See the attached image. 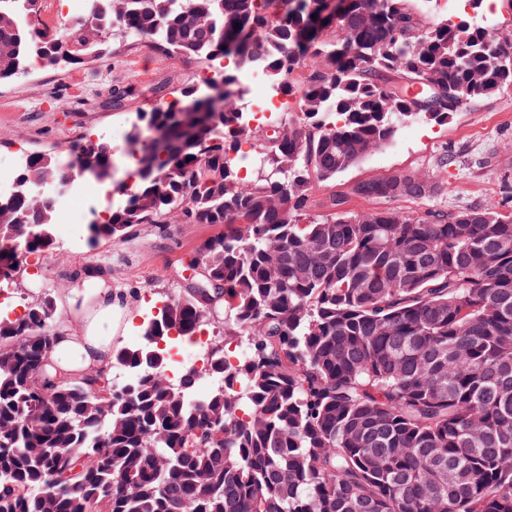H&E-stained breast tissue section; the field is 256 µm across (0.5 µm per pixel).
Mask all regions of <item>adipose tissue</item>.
<instances>
[{"label":"adipose tissue","mask_w":512,"mask_h":512,"mask_svg":"<svg viewBox=\"0 0 512 512\" xmlns=\"http://www.w3.org/2000/svg\"><path fill=\"white\" fill-rule=\"evenodd\" d=\"M96 309V315L85 322L82 335L64 332L58 336L49 360L61 378L70 379L85 373L107 375L112 348L102 331L107 328L114 332L120 325L131 324L132 308L127 297L101 288L96 294Z\"/></svg>","instance_id":"adipose-tissue-1"}]
</instances>
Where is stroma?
Instances as JSON below:
<instances>
[{"instance_id":"obj_1","label":"stroma","mask_w":512,"mask_h":512,"mask_svg":"<svg viewBox=\"0 0 512 512\" xmlns=\"http://www.w3.org/2000/svg\"><path fill=\"white\" fill-rule=\"evenodd\" d=\"M203 69V62L168 59L145 43L124 40L111 42L102 58L79 68L33 65L27 76L0 84V156L62 149L83 135L108 141L113 132L132 133L137 113L153 106L151 86L194 89ZM117 80L136 86L139 94L116 110L107 91ZM75 100L78 109L58 107L59 102ZM447 148L453 161L446 166L440 159ZM401 171L416 172L434 186L425 199L401 203L404 211L450 212L500 200L512 190V87L468 104L445 122L403 126L392 143L371 152L336 182L368 181ZM214 232L207 224H168L161 230L142 226L124 243L92 246L84 241L74 246L63 242L58 229L52 248L23 265L8 289L26 304L53 298L59 320L76 332L83 320L76 301L92 295L83 269L108 267L112 290L136 294L135 320L112 343L136 345L143 319L157 312L170 293L169 285H154V278L178 269L182 256Z\"/></svg>"}]
</instances>
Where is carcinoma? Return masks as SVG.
Instances as JSON below:
<instances>
[{
	"label": "carcinoma",
	"instance_id": "1",
	"mask_svg": "<svg viewBox=\"0 0 512 512\" xmlns=\"http://www.w3.org/2000/svg\"><path fill=\"white\" fill-rule=\"evenodd\" d=\"M416 2L344 0L335 19L324 0H91L60 30L0 8V84L135 32L170 59L260 65L297 102L269 135L229 71L216 97L151 88L134 185L88 243L173 220L222 231L181 259L143 342L112 349L132 375L118 389L48 365L53 299L0 317V512H512V193L455 213L349 209L397 201L392 174L315 198L405 124L448 120V86L473 102L512 85L499 38ZM111 91L115 108L136 95ZM78 150L108 178L111 143ZM64 160L30 154L22 192L0 197V285L52 245V201L32 190ZM214 313L224 338L195 402L190 368L171 387L150 353ZM233 338L246 352L229 364Z\"/></svg>",
	"mask_w": 512,
	"mask_h": 512
}]
</instances>
